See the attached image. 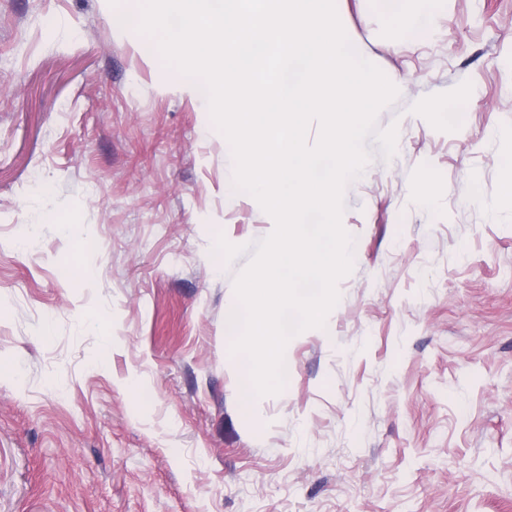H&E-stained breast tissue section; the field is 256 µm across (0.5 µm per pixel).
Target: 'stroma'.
Segmentation results:
<instances>
[{"label":"stroma","mask_w":512,"mask_h":512,"mask_svg":"<svg viewBox=\"0 0 512 512\" xmlns=\"http://www.w3.org/2000/svg\"><path fill=\"white\" fill-rule=\"evenodd\" d=\"M335 5L396 152L367 141L353 270L256 418L250 256L213 248L273 220L225 195L203 90L136 0H0V512H512V0H437L413 41Z\"/></svg>","instance_id":"35a3bbf8"}]
</instances>
